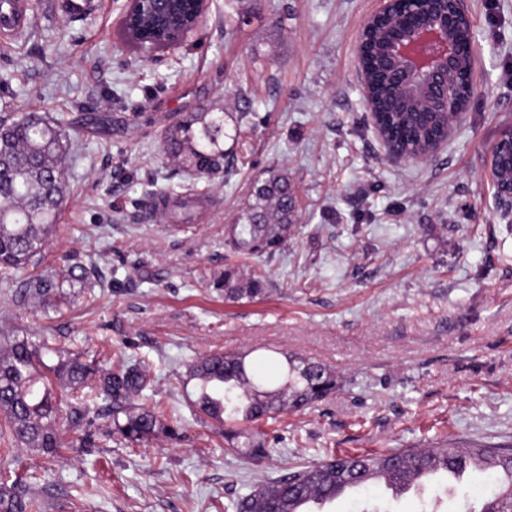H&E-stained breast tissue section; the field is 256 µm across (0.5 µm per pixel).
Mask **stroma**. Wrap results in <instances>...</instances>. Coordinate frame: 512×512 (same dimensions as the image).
Returning a JSON list of instances; mask_svg holds the SVG:
<instances>
[{
  "label": "stroma",
  "instance_id": "1",
  "mask_svg": "<svg viewBox=\"0 0 512 512\" xmlns=\"http://www.w3.org/2000/svg\"><path fill=\"white\" fill-rule=\"evenodd\" d=\"M125 0H92L63 18L31 0V25L0 38V113L63 122L60 230L27 271L78 253L93 289L75 284L61 312L16 301L0 280V337L46 335L103 367L142 360L147 402L177 408L178 437L86 453L63 429L56 456L0 438L9 481L40 512H233L248 487L335 452L512 448V216L488 157L512 126V0H465L476 45L475 92L454 138L423 163L387 158L356 46L379 0H209L178 47L129 45ZM248 16L228 28L225 13ZM223 111V173L191 176L162 151L165 130ZM283 171L299 199L283 248L238 261L224 243L252 182ZM183 185L201 207L155 213L150 195ZM261 268L266 292L224 298V267ZM292 353L335 371L340 388L261 424L272 457L232 451L222 426L195 416L182 387L206 355ZM482 477L450 494L386 502L371 490L334 512H463Z\"/></svg>",
  "mask_w": 512,
  "mask_h": 512
}]
</instances>
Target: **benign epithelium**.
<instances>
[{
    "label": "benign epithelium",
    "instance_id": "benign-epithelium-1",
    "mask_svg": "<svg viewBox=\"0 0 512 512\" xmlns=\"http://www.w3.org/2000/svg\"><path fill=\"white\" fill-rule=\"evenodd\" d=\"M197 8L190 18L180 13L177 0H126L119 22L128 39L137 42L141 27L155 29L165 35L163 48L182 44L200 25L208 0H195ZM397 16V22L386 27L376 49L388 56L394 64L390 95L399 96L407 81L420 77L424 81V95L434 105L444 107L447 124L442 138L427 150L417 154L397 152L388 137L379 115L371 114L375 133L386 154L396 160L424 162L437 153L456 134L461 126L466 103L458 101L455 85L448 75L464 57L469 66L464 73L467 89H472L475 68L474 40H462L457 31L462 23L470 22L463 0H380L378 9L367 19L364 30ZM512 168V127L504 129L490 151V169Z\"/></svg>",
    "mask_w": 512,
    "mask_h": 512
}]
</instances>
